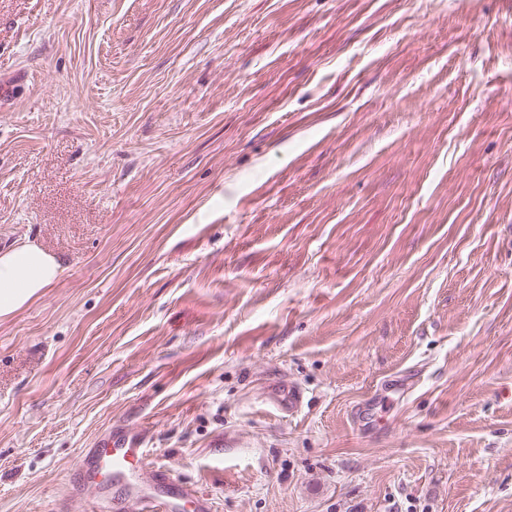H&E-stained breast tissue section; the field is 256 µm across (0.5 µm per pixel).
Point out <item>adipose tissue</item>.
I'll list each match as a JSON object with an SVG mask.
<instances>
[{
    "mask_svg": "<svg viewBox=\"0 0 512 512\" xmlns=\"http://www.w3.org/2000/svg\"><path fill=\"white\" fill-rule=\"evenodd\" d=\"M62 271L60 257L29 239L0 251V320L42 298Z\"/></svg>",
    "mask_w": 512,
    "mask_h": 512,
    "instance_id": "ef3b65f1",
    "label": "adipose tissue"
}]
</instances>
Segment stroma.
I'll use <instances>...</instances> for the list:
<instances>
[{"instance_id":"stroma-1","label":"stroma","mask_w":512,"mask_h":512,"mask_svg":"<svg viewBox=\"0 0 512 512\" xmlns=\"http://www.w3.org/2000/svg\"><path fill=\"white\" fill-rule=\"evenodd\" d=\"M25 239L0 512L115 427L211 512H512V0H0ZM63 260L26 239L0 251V320L21 312L52 288Z\"/></svg>"}]
</instances>
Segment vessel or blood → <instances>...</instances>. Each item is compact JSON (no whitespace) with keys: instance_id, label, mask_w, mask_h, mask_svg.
I'll return each instance as SVG.
<instances>
[{"instance_id":"vessel-or-blood-1","label":"vessel or blood","mask_w":512,"mask_h":512,"mask_svg":"<svg viewBox=\"0 0 512 512\" xmlns=\"http://www.w3.org/2000/svg\"><path fill=\"white\" fill-rule=\"evenodd\" d=\"M84 475L73 494L102 501L112 483H125L136 499L145 504L156 501L159 487L167 485L165 472L154 471L151 480L142 481L144 470V450L141 435L124 429L112 431L89 449L83 460Z\"/></svg>"}]
</instances>
